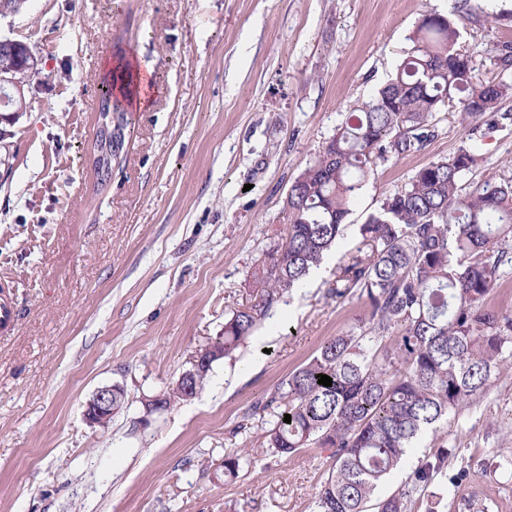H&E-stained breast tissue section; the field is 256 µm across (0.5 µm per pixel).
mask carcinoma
<instances>
[{
    "label": "carcinoma",
    "mask_w": 512,
    "mask_h": 512,
    "mask_svg": "<svg viewBox=\"0 0 512 512\" xmlns=\"http://www.w3.org/2000/svg\"><path fill=\"white\" fill-rule=\"evenodd\" d=\"M460 38L452 18L420 14L411 52L290 185L283 241L253 270L263 285L259 301L224 319V334L206 347L211 361L233 358L283 295L320 267L377 161L421 149L442 106L498 120L512 82L480 79L457 49ZM120 78L103 82L99 95L92 167L102 187L125 144L126 108L113 89ZM477 161L462 148L429 163L368 216L360 227L366 251L352 256L328 289L337 299L365 298L367 317L325 340L251 407L271 417L263 447L278 454L311 444L332 450L317 512H367L417 441L487 389L512 357V319L484 305L512 266V181L462 192V175ZM321 374L332 386L318 383ZM450 455L444 448L436 464L416 467L407 489L378 501V512H407ZM248 463L243 449L225 456L224 477H237Z\"/></svg>",
    "instance_id": "cac0c4a2"
}]
</instances>
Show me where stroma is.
I'll return each mask as SVG.
<instances>
[{"label":"stroma","instance_id":"1","mask_svg":"<svg viewBox=\"0 0 512 512\" xmlns=\"http://www.w3.org/2000/svg\"><path fill=\"white\" fill-rule=\"evenodd\" d=\"M27 0L0 35L38 60L30 103L0 147V512H315L331 452L261 450L251 414L331 336L368 312L328 293L360 245L359 227L430 162L471 149L461 181L512 179V95L496 131L445 108L418 151L388 154L344 235L306 286L284 294L235 359L213 363L203 392L146 413L261 291L252 272L281 241L282 208L357 105L413 47L421 11L453 15L482 78H500L512 0ZM137 52L158 88L129 110L110 183L89 162L106 65ZM117 383L126 406L89 424L94 391ZM452 449L411 512H512V368L428 434L381 487L401 492L420 463ZM253 449L224 477V455Z\"/></svg>","mask_w":512,"mask_h":512}]
</instances>
